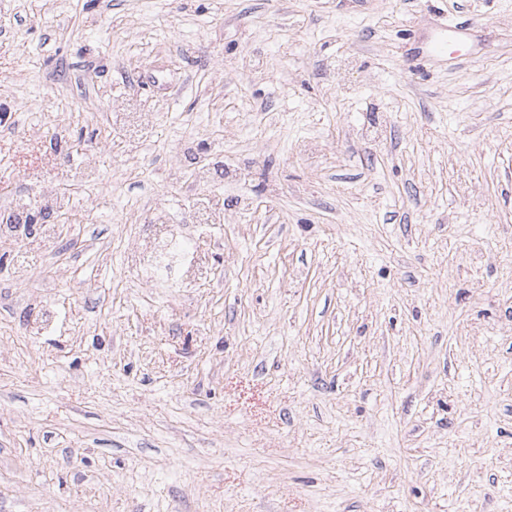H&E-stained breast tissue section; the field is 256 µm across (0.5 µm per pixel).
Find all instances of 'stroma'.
I'll return each instance as SVG.
<instances>
[{
  "mask_svg": "<svg viewBox=\"0 0 512 512\" xmlns=\"http://www.w3.org/2000/svg\"><path fill=\"white\" fill-rule=\"evenodd\" d=\"M3 114L72 207L0 243V512H512V0H0ZM465 39L459 32L457 26L444 27V33L438 35L427 43L425 52L429 58H440L448 53L455 57L456 61H462L464 53ZM457 48V49H455ZM193 257L187 251L185 233L180 230L174 232L156 250L144 259L146 273L158 277L171 286H181L183 266L190 265Z\"/></svg>",
  "mask_w": 512,
  "mask_h": 512,
  "instance_id": "obj_1",
  "label": "stroma"
}]
</instances>
